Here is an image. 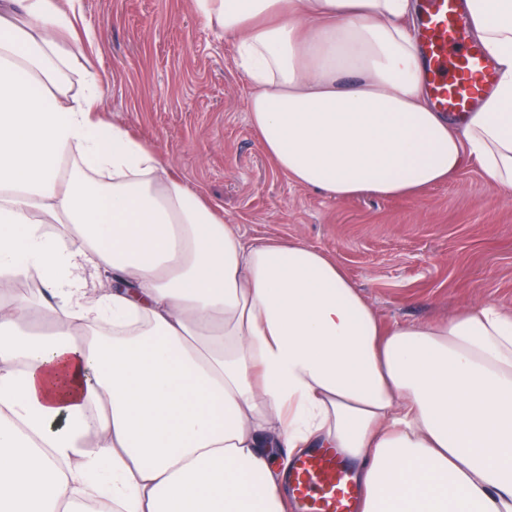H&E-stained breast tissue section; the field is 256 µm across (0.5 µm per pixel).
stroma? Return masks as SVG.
I'll use <instances>...</instances> for the list:
<instances>
[{
    "label": "stroma",
    "mask_w": 512,
    "mask_h": 512,
    "mask_svg": "<svg viewBox=\"0 0 512 512\" xmlns=\"http://www.w3.org/2000/svg\"><path fill=\"white\" fill-rule=\"evenodd\" d=\"M102 116L154 146L248 240H297L332 257L387 325L484 300L512 306V193L465 161L416 198L332 200L277 170L249 124L232 39L193 0H83Z\"/></svg>",
    "instance_id": "1"
}]
</instances>
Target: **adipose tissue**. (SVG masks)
<instances>
[{"instance_id": "1", "label": "adipose tissue", "mask_w": 512, "mask_h": 512, "mask_svg": "<svg viewBox=\"0 0 512 512\" xmlns=\"http://www.w3.org/2000/svg\"><path fill=\"white\" fill-rule=\"evenodd\" d=\"M465 7L496 82L457 122L423 98L412 0H194L264 153L333 200L468 158L512 190V0ZM97 39L82 0H0V512H285L272 448L339 449L361 512H512V308L387 326L326 253L246 241L101 117Z\"/></svg>"}]
</instances>
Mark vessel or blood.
Listing matches in <instances>:
<instances>
[{
  "mask_svg": "<svg viewBox=\"0 0 512 512\" xmlns=\"http://www.w3.org/2000/svg\"><path fill=\"white\" fill-rule=\"evenodd\" d=\"M463 0H422L417 22L426 91L436 111L469 112L495 79L483 48L470 40ZM294 512H357L358 486L335 449L298 456L287 473Z\"/></svg>",
  "mask_w": 512,
  "mask_h": 512,
  "instance_id": "1",
  "label": "vessel or blood"
}]
</instances>
